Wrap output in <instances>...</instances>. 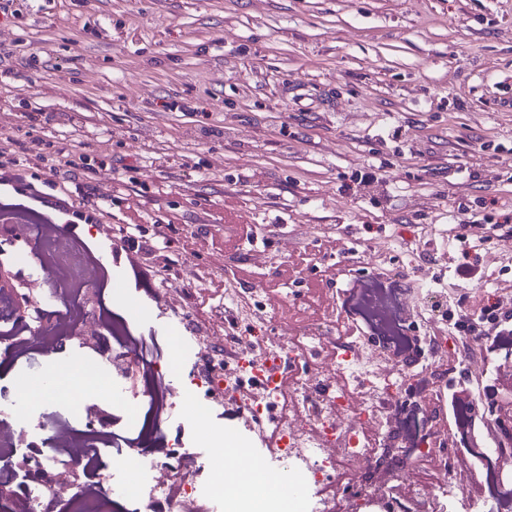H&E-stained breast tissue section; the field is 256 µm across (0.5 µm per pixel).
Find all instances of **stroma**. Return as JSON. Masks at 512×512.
<instances>
[{"instance_id": "35a3bbf8", "label": "stroma", "mask_w": 512, "mask_h": 512, "mask_svg": "<svg viewBox=\"0 0 512 512\" xmlns=\"http://www.w3.org/2000/svg\"><path fill=\"white\" fill-rule=\"evenodd\" d=\"M20 142L26 180L81 188L112 225L108 242L64 232L103 253L154 359L172 321L137 311L163 288L191 335L220 343L235 322L223 281L249 303L306 250L330 256L345 288L367 241L424 235L444 281L459 259L444 252L450 222L512 214V0H13L0 156ZM368 167L378 181L355 183ZM129 206L142 231L125 241ZM502 244L468 260L512 306ZM80 356L99 359L91 339L0 356V384ZM438 374L413 398L419 420L446 418L481 371L445 360Z\"/></svg>"}]
</instances>
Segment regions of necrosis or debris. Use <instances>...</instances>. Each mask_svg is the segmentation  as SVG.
Returning <instances> with one entry per match:
<instances>
[{
	"label": "necrosis or debris",
	"instance_id": "4bbe7bcc",
	"mask_svg": "<svg viewBox=\"0 0 512 512\" xmlns=\"http://www.w3.org/2000/svg\"><path fill=\"white\" fill-rule=\"evenodd\" d=\"M23 230L43 245L39 270L51 287L44 306L52 316L46 326L37 317H19L16 293L0 292V355L12 359L30 351L50 353L59 337L108 327L102 314L86 312L99 260L56 225L27 224ZM424 249L419 240L398 256L399 263L415 268L420 286L416 292L402 290L399 317H392L382 288L385 271L354 279L356 296L383 333L405 334L411 313L421 310L423 301L442 308L451 302L423 261ZM252 294L253 305L238 313L232 333L224 338L223 357L207 356L195 337L175 336L170 358L162 363L146 357V337L116 329L111 359L83 370L102 388V399L122 409L131 423L143 410L153 413L154 424L168 422L188 396L196 399L203 415L214 400L233 401L247 447H261L270 469L287 470L291 477L290 512H349L344 498L348 489L369 512H392L384 487L366 481L365 474L388 449L408 456L416 446L427 448L429 467L405 474L409 500L421 502L425 512H500L496 498L476 504L465 495L447 426L413 440L399 424L403 390L409 381L433 372L448 351L447 339L428 341L418 368L411 370L363 343L337 345V336L347 332L345 319L328 316L315 301L299 303L285 292L265 288ZM287 307L293 311L288 324L275 326L273 313ZM267 364L279 365V373L262 389H250L255 371ZM63 397L81 411L85 436L36 422L39 398L23 409L16 391L0 387V512H54L62 501L68 512H152L158 502L167 512H214L220 495L204 474L215 462L183 447L177 437L163 440L156 454L129 450L127 458L139 474L136 482L96 484L102 449L114 446V433L96 416L99 401L71 391ZM61 466L75 475L74 484L33 476Z\"/></svg>",
	"mask_w": 512,
	"mask_h": 512
}]
</instances>
